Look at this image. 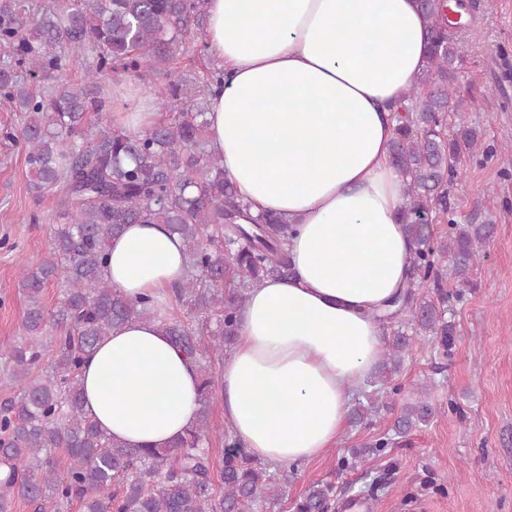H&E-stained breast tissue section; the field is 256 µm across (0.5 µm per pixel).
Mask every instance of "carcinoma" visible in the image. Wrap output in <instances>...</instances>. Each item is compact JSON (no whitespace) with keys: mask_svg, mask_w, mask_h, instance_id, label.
<instances>
[{"mask_svg":"<svg viewBox=\"0 0 512 512\" xmlns=\"http://www.w3.org/2000/svg\"><path fill=\"white\" fill-rule=\"evenodd\" d=\"M429 20L428 66L397 109L393 164L403 176L408 208L403 229L414 247L412 278L398 323L385 344L381 372L368 381L365 412L391 407L401 387L385 386L418 336L448 348V293L463 288L491 238V224L448 217V186L461 161L485 152L468 122L448 14L462 18L464 0H420ZM206 35L205 0H0V100L19 114L5 132L25 154L31 190L57 195L60 224L49 250L20 272L26 299L23 336L3 352L19 393L0 402V512L25 502L33 512H265L281 505L288 470L269 471L224 431L220 480L209 453V410L220 398L215 363L235 337L248 291L288 278L286 245L293 228L266 213L253 217L224 177L223 160L207 150L206 104L224 70L208 67L193 82L173 74L189 44ZM78 69L82 80L68 74ZM124 75L150 82L169 77L178 110L141 134L112 124L102 81ZM448 224L440 237L433 225ZM128 224H165L183 240L186 274L174 298L184 318H163L172 344L200 373L199 413L187 435L164 448H130L102 433L83 413L79 371L112 330L152 317L151 297L127 299L106 278L110 240ZM63 299L43 302L50 283ZM56 353L43 359L41 337ZM435 415L428 386L417 388L386 436L351 450L340 470L362 467ZM335 485L318 481L292 502V512H328Z\"/></svg>","mask_w":512,"mask_h":512,"instance_id":"cac0c4a2","label":"carcinoma"}]
</instances>
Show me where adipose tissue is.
Returning <instances> with one entry per match:
<instances>
[{"label": "adipose tissue", "mask_w": 512, "mask_h": 512, "mask_svg": "<svg viewBox=\"0 0 512 512\" xmlns=\"http://www.w3.org/2000/svg\"><path fill=\"white\" fill-rule=\"evenodd\" d=\"M206 39L224 68L209 99L210 150L252 213L292 224L294 269L249 291L225 357L224 420L273 465L324 457L351 392L377 365L376 320L405 289L413 246L393 165V111L425 70L419 0H207ZM184 246L163 224L113 238L107 277L135 299L168 301ZM84 413L132 448L168 446L196 420L194 361L146 318L114 329L82 366Z\"/></svg>", "instance_id": "obj_1"}]
</instances>
